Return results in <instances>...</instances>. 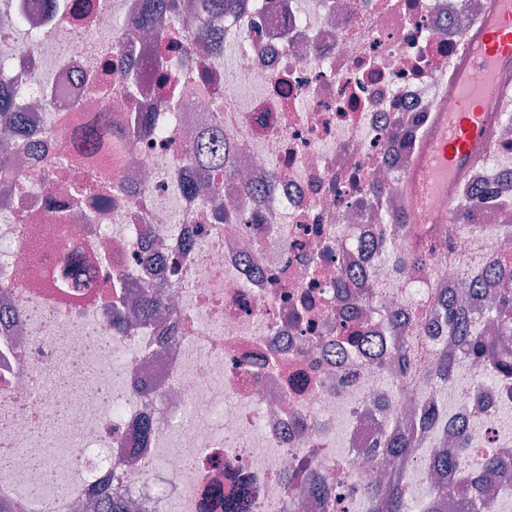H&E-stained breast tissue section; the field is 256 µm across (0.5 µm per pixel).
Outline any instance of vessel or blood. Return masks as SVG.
Segmentation results:
<instances>
[{
	"mask_svg": "<svg viewBox=\"0 0 512 512\" xmlns=\"http://www.w3.org/2000/svg\"><path fill=\"white\" fill-rule=\"evenodd\" d=\"M451 112L434 113L404 177L403 220L436 224L435 199L452 203L455 181L490 145L488 104L512 94V0H492L451 64Z\"/></svg>",
	"mask_w": 512,
	"mask_h": 512,
	"instance_id": "obj_1",
	"label": "vessel or blood"
}]
</instances>
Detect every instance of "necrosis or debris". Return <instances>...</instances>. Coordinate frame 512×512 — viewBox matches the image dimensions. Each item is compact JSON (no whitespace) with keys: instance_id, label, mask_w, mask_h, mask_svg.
I'll return each instance as SVG.
<instances>
[{"instance_id":"1","label":"necrosis or debris","mask_w":512,"mask_h":512,"mask_svg":"<svg viewBox=\"0 0 512 512\" xmlns=\"http://www.w3.org/2000/svg\"><path fill=\"white\" fill-rule=\"evenodd\" d=\"M135 2L92 5L75 51L61 42L79 0L0 9V92L32 84L16 103L44 136L36 158L0 123L13 170L0 194V512H110L118 498L131 512H224L243 492L250 512H364L366 483H406L459 420L481 427L462 460L499 455L511 379L488 384L463 363L442 389L431 358L407 372L396 358L412 339L458 353L448 329L428 331L439 295L478 283L466 308L487 317L502 285L489 271L512 267V236L491 246L484 233L512 222V101L491 106L492 163L456 185L467 210L430 227L434 274L374 249L409 245L390 221L403 176L418 132L456 105L449 64L490 0H240L215 23L224 52L170 72L168 110L150 39L133 43L143 94L117 78L108 99L89 92L113 41L138 30ZM105 113L115 152L60 161ZM206 125L235 146L218 209L186 160ZM104 177L107 200L92 190ZM79 257L81 284L50 287ZM152 290L167 313L133 317ZM366 328L383 351L343 343ZM435 399L421 429L416 409ZM387 431L409 437L405 466L381 453ZM63 455L60 486L48 465Z\"/></svg>"}]
</instances>
